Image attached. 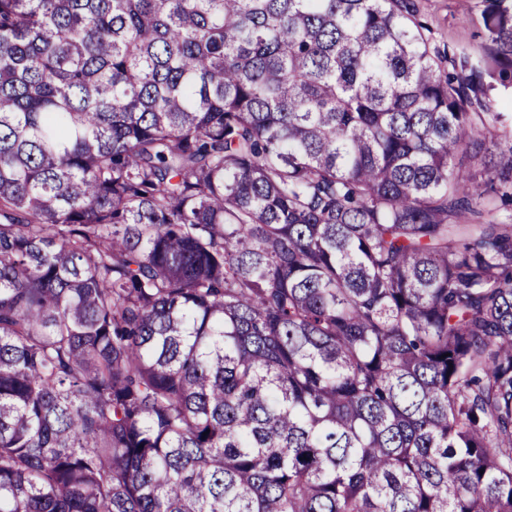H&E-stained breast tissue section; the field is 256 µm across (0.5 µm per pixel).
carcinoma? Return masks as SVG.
I'll return each mask as SVG.
<instances>
[{
	"label": "carcinoma",
	"mask_w": 512,
	"mask_h": 512,
	"mask_svg": "<svg viewBox=\"0 0 512 512\" xmlns=\"http://www.w3.org/2000/svg\"><path fill=\"white\" fill-rule=\"evenodd\" d=\"M485 26L0 0V512H512Z\"/></svg>",
	"instance_id": "obj_1"
}]
</instances>
